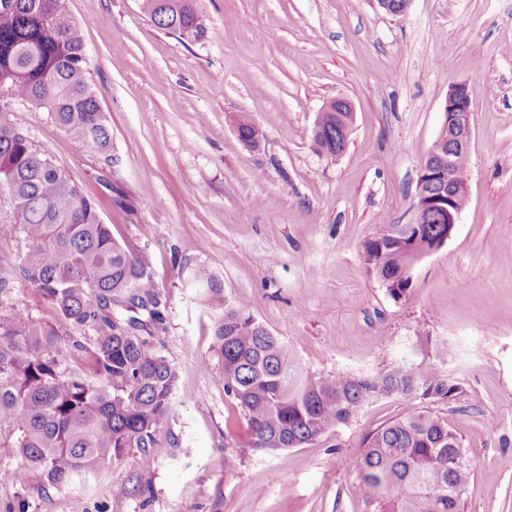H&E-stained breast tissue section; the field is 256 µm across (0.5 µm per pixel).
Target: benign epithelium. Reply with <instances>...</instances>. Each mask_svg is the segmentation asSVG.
Listing matches in <instances>:
<instances>
[{
	"label": "benign epithelium",
	"mask_w": 512,
	"mask_h": 512,
	"mask_svg": "<svg viewBox=\"0 0 512 512\" xmlns=\"http://www.w3.org/2000/svg\"><path fill=\"white\" fill-rule=\"evenodd\" d=\"M378 6L386 13L393 16L406 14L412 0H397L392 3L390 0H376ZM442 127L448 129V149H443V144L433 145L430 155L437 158V162L431 164L422 163L419 169L417 193L413 204L414 217L412 223H423L424 217L430 215L431 210L443 211L448 224V232H453L461 209L455 206V198L459 195L456 183L453 181L451 171L460 163L469 162L472 126L471 113L467 111L444 112ZM448 166V191L431 193L424 189V175L428 174V166Z\"/></svg>",
	"instance_id": "obj_1"
}]
</instances>
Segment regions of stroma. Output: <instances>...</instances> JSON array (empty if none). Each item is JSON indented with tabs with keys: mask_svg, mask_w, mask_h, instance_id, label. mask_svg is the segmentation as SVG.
<instances>
[{
	"mask_svg": "<svg viewBox=\"0 0 512 512\" xmlns=\"http://www.w3.org/2000/svg\"><path fill=\"white\" fill-rule=\"evenodd\" d=\"M208 35L159 29L139 0H68L112 132V159L80 148L47 116L12 119L98 206L112 236L152 256L171 304L160 348L177 371L173 414L153 448L130 450L64 487L17 468L0 502L28 512H374L357 498L365 434L421 408L385 398L348 425L283 454L249 447L247 419L212 365L213 315L184 271L204 264L310 370L365 374L448 346L461 395L433 403L473 477L463 512H512V0H198ZM472 113L468 201L452 236L393 298L362 250L412 221L419 168L448 89ZM354 108L344 154H316L331 99ZM262 128L258 147L235 131ZM210 369H203V361ZM234 454L228 468L224 457Z\"/></svg>",
	"mask_w": 512,
	"mask_h": 512,
	"instance_id": "stroma-1",
	"label": "stroma"
}]
</instances>
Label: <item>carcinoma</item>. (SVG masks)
<instances>
[{
    "label": "carcinoma",
    "instance_id": "obj_1",
    "mask_svg": "<svg viewBox=\"0 0 512 512\" xmlns=\"http://www.w3.org/2000/svg\"><path fill=\"white\" fill-rule=\"evenodd\" d=\"M140 6L158 28L190 42L207 32L197 0ZM17 103L47 113L78 146L112 159V135L67 0H0V196L8 198L0 236L22 237L18 263L0 264V484L20 465L62 487L131 448L154 447L172 417L176 371L155 341L169 297L153 280L150 253L116 241L71 174L13 123ZM348 121V112L319 113L314 150L335 160L336 134ZM236 129L247 144L263 138L246 115ZM446 232L436 222L385 224L364 244V263L393 297H406L415 261ZM18 280L53 305L64 328L11 303ZM189 282L214 314L212 350L224 392L244 412L255 452L314 442L382 398L449 403L461 393L441 371L444 345L369 375H324L257 322L245 299L226 296L212 270L193 268ZM356 471L357 495L375 512H462L473 476L448 420L428 407L370 432Z\"/></svg>",
    "mask_w": 512,
    "mask_h": 512
}]
</instances>
